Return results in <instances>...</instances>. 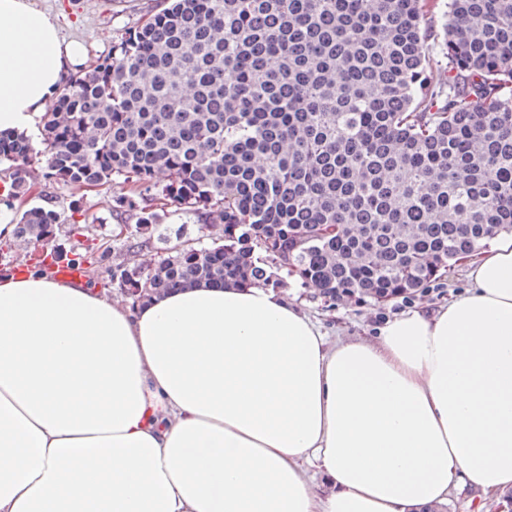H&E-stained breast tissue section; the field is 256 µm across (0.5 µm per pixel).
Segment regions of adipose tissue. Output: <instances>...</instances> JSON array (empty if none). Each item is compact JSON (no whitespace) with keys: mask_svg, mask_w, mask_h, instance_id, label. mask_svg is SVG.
Instances as JSON below:
<instances>
[{"mask_svg":"<svg viewBox=\"0 0 512 512\" xmlns=\"http://www.w3.org/2000/svg\"><path fill=\"white\" fill-rule=\"evenodd\" d=\"M33 0H0V132L88 64ZM470 288L329 340L276 288L127 301L0 274V512H434L512 489V234ZM491 500L493 499L487 498L479 491H475L467 486L458 485L452 488L448 495V503L439 506L436 512H489L491 511V503L501 504L502 502L500 501L504 500L510 503L512 492L502 494L498 503H496L497 501L491 502Z\"/></svg>","mask_w":512,"mask_h":512,"instance_id":"ef3b65f1","label":"adipose tissue"}]
</instances>
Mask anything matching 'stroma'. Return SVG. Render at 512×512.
Masks as SVG:
<instances>
[{"label": "stroma", "instance_id": "1", "mask_svg": "<svg viewBox=\"0 0 512 512\" xmlns=\"http://www.w3.org/2000/svg\"><path fill=\"white\" fill-rule=\"evenodd\" d=\"M42 8L57 14L61 33L67 38H84L90 44L91 57H98L111 52L125 32L140 25L156 0H38ZM46 192L57 196L63 207V223L58 226L56 234L60 241H67V226L72 221H79L85 231L82 243H108L112 247L110 261L131 269H143L157 264L164 254L165 245H177L185 240L210 244L212 232L201 230L199 224L193 223L187 216L172 213L162 216L161 227L180 230V237L170 238L168 243L151 241L139 250L130 252L122 245L123 234L115 231L110 218L114 206L115 193L99 189L86 192L79 214H70L67 206L71 192L55 184H48ZM271 279L275 287L287 293L313 319L319 321L323 329L332 336L342 335L350 338L374 335L376 329L387 319L403 312L428 304L438 306L447 302L450 296L463 292L469 286L467 265L457 261L450 266L440 280L432 283L430 288L415 293L408 299H394L377 302L370 298H346L332 303L319 296L314 289L305 287L301 280L285 275L279 269H272Z\"/></svg>", "mask_w": 512, "mask_h": 512}]
</instances>
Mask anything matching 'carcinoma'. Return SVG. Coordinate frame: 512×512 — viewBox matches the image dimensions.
<instances>
[{
    "instance_id": "cac0c4a2",
    "label": "carcinoma",
    "mask_w": 512,
    "mask_h": 512,
    "mask_svg": "<svg viewBox=\"0 0 512 512\" xmlns=\"http://www.w3.org/2000/svg\"><path fill=\"white\" fill-rule=\"evenodd\" d=\"M158 0L63 85L41 145L0 132L16 242L47 241L141 297L296 272L334 301L423 290L512 233V0ZM169 183H154L156 171ZM117 185L126 247L175 208L224 238L145 271L65 248L56 196Z\"/></svg>"
}]
</instances>
